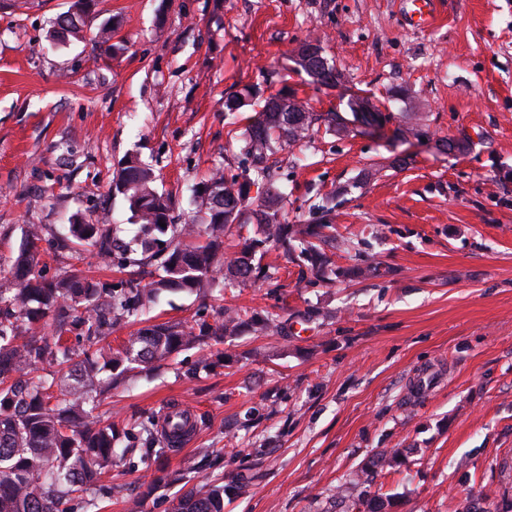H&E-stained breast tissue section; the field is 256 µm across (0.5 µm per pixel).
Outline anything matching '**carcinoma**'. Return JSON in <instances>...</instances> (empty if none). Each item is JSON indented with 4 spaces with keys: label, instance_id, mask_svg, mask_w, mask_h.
Here are the masks:
<instances>
[{
    "label": "carcinoma",
    "instance_id": "cac0c4a2",
    "mask_svg": "<svg viewBox=\"0 0 512 512\" xmlns=\"http://www.w3.org/2000/svg\"><path fill=\"white\" fill-rule=\"evenodd\" d=\"M91 2L72 0L57 20L56 36L83 38ZM280 99L263 97L254 85L224 99L229 114L246 108L255 112L243 135L242 151L250 165L229 178L218 170L202 183L209 190L200 195L203 224L173 223L172 198L156 188L153 168L131 155L113 178L112 191L128 202L138 224L135 237L123 242L106 224L69 225L74 240L90 243L104 262L122 270L160 260L161 274L149 290L131 281L106 288L77 269L46 279L38 269V229H29L9 260L11 286L0 287V512H75L98 491L101 475L122 464L131 452L116 448L118 429L100 424L94 415L101 397L125 373L146 371L183 349L208 348L245 326L258 334L285 329L276 313L255 312L245 319L227 312L215 325L168 321L138 330L118 349L107 343L114 324L137 317L151 296L207 293L224 253V236L245 225L250 207L261 213L263 229L259 238H243L247 256L273 244L287 255L299 252L318 279L339 274L331 257L313 243L331 225L288 223L283 212L287 196L273 181L268 157L304 139L318 121L336 127L351 121L371 127L390 123L394 114L376 106L364 111L368 99L359 95L346 102L350 119L338 110L294 112L290 105L279 104ZM254 186L263 188L255 197L250 195ZM258 274L256 267L239 259L226 265V277L242 284ZM47 324L54 333L50 338L41 334ZM193 429L188 417L175 415L167 438L150 437L147 454L160 456L173 450ZM155 443L160 448H154ZM398 458V450L393 449L359 467L350 481L353 512H386L390 500L372 487L378 469ZM173 512H224V483L210 481L185 491Z\"/></svg>",
    "mask_w": 512,
    "mask_h": 512
}]
</instances>
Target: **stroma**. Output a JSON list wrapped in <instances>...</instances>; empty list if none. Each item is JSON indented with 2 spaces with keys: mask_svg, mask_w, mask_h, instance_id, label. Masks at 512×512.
<instances>
[{
  "mask_svg": "<svg viewBox=\"0 0 512 512\" xmlns=\"http://www.w3.org/2000/svg\"><path fill=\"white\" fill-rule=\"evenodd\" d=\"M70 3L0 0V282L32 224L47 277L77 266L120 281L93 246L65 241L68 224L135 235L112 191L130 154L175 199V223L196 217L194 188L245 165L248 120L224 112L244 86L288 90L317 113L357 93L395 116L378 132L319 126L270 158L289 223H312V204L335 196L336 238L354 244L337 265L378 275L318 282L271 246L260 264L277 287L220 278L212 297L165 293L113 328L116 347L139 326L215 323L224 307L289 326L225 340L240 359L210 371L189 349L129 373L97 408L102 424L176 404L196 434L175 454L128 456L103 484L126 485L141 512H171L207 480L223 482L224 512H348L337 486L403 448L406 463L375 480L392 512H457L473 486L486 493L476 512H498L512 498V0H437L425 29L407 25L402 0H98L82 40L63 42L51 30ZM113 17L116 56L95 38ZM308 39L335 85L295 65Z\"/></svg>",
  "mask_w": 512,
  "mask_h": 512,
  "instance_id": "1",
  "label": "stroma"
}]
</instances>
